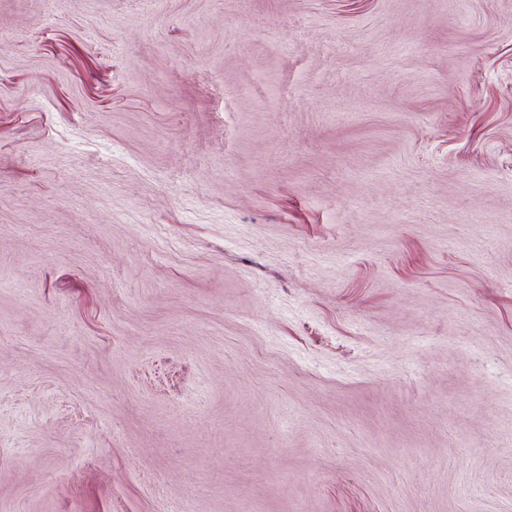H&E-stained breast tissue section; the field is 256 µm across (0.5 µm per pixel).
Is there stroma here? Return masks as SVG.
Segmentation results:
<instances>
[{"mask_svg":"<svg viewBox=\"0 0 512 512\" xmlns=\"http://www.w3.org/2000/svg\"><path fill=\"white\" fill-rule=\"evenodd\" d=\"M0 36V512H512V0Z\"/></svg>","mask_w":512,"mask_h":512,"instance_id":"obj_1","label":"stroma"}]
</instances>
